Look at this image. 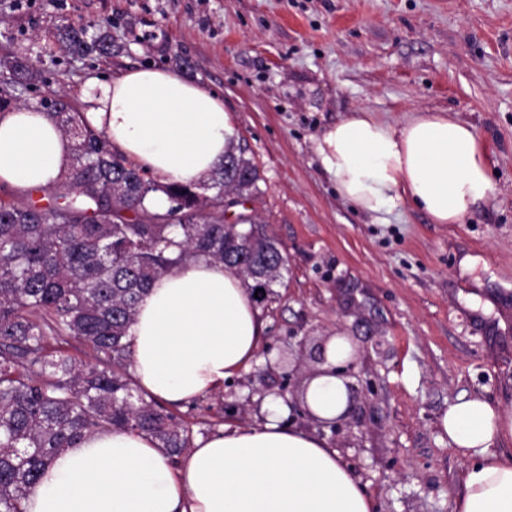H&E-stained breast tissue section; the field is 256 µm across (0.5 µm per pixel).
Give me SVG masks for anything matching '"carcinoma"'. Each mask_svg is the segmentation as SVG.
<instances>
[{"label":"carcinoma","instance_id":"carcinoma-1","mask_svg":"<svg viewBox=\"0 0 512 512\" xmlns=\"http://www.w3.org/2000/svg\"><path fill=\"white\" fill-rule=\"evenodd\" d=\"M71 53L112 54L106 35L63 28ZM0 109L10 88L38 79L23 58L0 63ZM44 109L74 139L69 168L44 190L47 203L0 200V512H26L46 467L76 440L104 430L145 433L174 457L188 430L139 391L127 341L137 306L162 274L191 261L222 263L274 295L287 257L264 222H226L224 199L258 193L259 174L234 143L212 174L208 196L191 185H159L112 151L60 95ZM170 206L157 212L152 194ZM76 340L95 362L70 355Z\"/></svg>","mask_w":512,"mask_h":512}]
</instances>
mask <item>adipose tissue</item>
I'll return each instance as SVG.
<instances>
[{"instance_id":"obj_1","label":"adipose tissue","mask_w":512,"mask_h":512,"mask_svg":"<svg viewBox=\"0 0 512 512\" xmlns=\"http://www.w3.org/2000/svg\"><path fill=\"white\" fill-rule=\"evenodd\" d=\"M87 125L159 183L194 185L224 161L234 127L218 94L169 68H130L91 80ZM73 142L46 114L0 111V185L24 196L67 169ZM316 152L340 195L369 214L410 203L436 224L461 223L493 191L474 127L444 112L400 123L360 108L331 125ZM265 323L242 279L222 264L191 262L155 280L128 332L139 389L179 405L222 390L255 360ZM303 392L307 411L332 420L350 406L333 370L351 352L334 336ZM258 427L197 440L179 462L146 434L106 430L63 449L26 501L27 512H375L337 449L283 426L279 402ZM449 447L468 457L453 512H512V407L479 395L440 419Z\"/></svg>"}]
</instances>
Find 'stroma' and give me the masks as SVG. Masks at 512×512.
<instances>
[{
    "mask_svg": "<svg viewBox=\"0 0 512 512\" xmlns=\"http://www.w3.org/2000/svg\"><path fill=\"white\" fill-rule=\"evenodd\" d=\"M65 26L108 35L111 56L64 51ZM13 57L40 72L12 91L35 109L61 93L81 107L93 78L171 68L223 97L258 169L240 210L266 222L288 270L252 365L174 408L192 439L289 401V423L339 450L377 512H452L466 461L442 414L463 394L512 405V0H0V60ZM361 107L471 124L493 193L459 224L408 203L364 213L316 153ZM332 335L365 350L358 422L338 434L295 404Z\"/></svg>",
    "mask_w": 512,
    "mask_h": 512,
    "instance_id": "obj_1",
    "label": "stroma"
}]
</instances>
